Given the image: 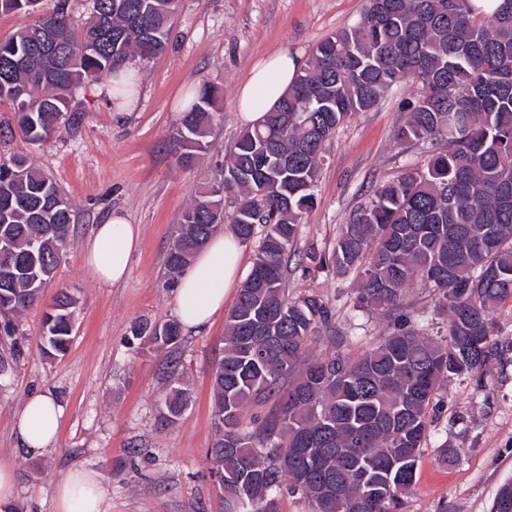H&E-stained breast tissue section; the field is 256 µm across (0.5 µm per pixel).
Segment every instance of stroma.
<instances>
[{"instance_id":"stroma-1","label":"stroma","mask_w":512,"mask_h":512,"mask_svg":"<svg viewBox=\"0 0 512 512\" xmlns=\"http://www.w3.org/2000/svg\"><path fill=\"white\" fill-rule=\"evenodd\" d=\"M364 7L365 0H178L166 50L134 61L140 80L133 111L113 112L112 83L103 79L74 92L70 105L83 115L76 132L39 145L17 135L0 140V160L27 157L75 215L71 245L41 305L19 314L15 339L0 340V356L9 361L0 373V457L17 461L12 512H54L53 490L76 468L98 472L106 512H225L207 459L214 438L211 376L224 346V314L203 331H183L173 353L136 340L131 327L176 318L165 258L184 209L224 176V158L243 129L236 93L249 64L277 52L308 56ZM207 83L222 91V108L208 150L184 166L174 146L182 99ZM413 94L401 86L337 129L288 264L289 294L320 295L355 355L390 332L393 319L357 308L353 283L315 267L310 257L332 252L341 225L379 180L426 164L430 144L395 138ZM117 209L139 225L141 242L128 278L103 287L85 269L82 253L95 225ZM63 289L79 301L70 344L65 353L47 356L38 348L44 313ZM405 303L426 336L446 340L448 315L433 289L414 282ZM497 322L499 360L481 381H448L429 415L408 512H490L499 488L512 482L511 306L498 310ZM173 362L191 401L171 423L164 395ZM38 390L49 391L67 413L56 442L31 456L18 451L13 422Z\"/></svg>"}]
</instances>
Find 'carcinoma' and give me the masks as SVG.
I'll return each instance as SVG.
<instances>
[{"instance_id":"carcinoma-1","label":"carcinoma","mask_w":512,"mask_h":512,"mask_svg":"<svg viewBox=\"0 0 512 512\" xmlns=\"http://www.w3.org/2000/svg\"><path fill=\"white\" fill-rule=\"evenodd\" d=\"M472 0H366L359 19L321 39L288 91L260 124L243 130L224 161V179L183 211L166 257L177 280L219 225L248 244L259 226L251 273L224 322L212 373L211 473L225 512H277L283 486L312 512H407L427 439L429 408L444 382L481 379L499 358L496 312L512 304V11ZM176 0H93L82 27L70 0L0 40V103L33 145L71 129L82 84L112 78L132 58L162 53ZM416 96L395 137L438 144L426 166L382 179L341 226L328 262L355 282L357 307L394 315V329L353 357L346 333L321 296L293 297L288 259L311 208L337 127L376 107L399 84ZM220 90L203 85L176 141L191 163L207 141ZM236 198L230 217L224 197ZM73 209L27 158L0 164V317L39 303L70 244ZM420 280L439 292L448 340L426 337L402 311ZM77 299L61 290L45 313L43 340L66 350ZM132 335L160 348L181 339L176 322L137 323ZM322 342L328 350L312 351ZM190 400L169 380V420ZM272 401L249 427L244 410ZM493 512H512V483Z\"/></svg>"}]
</instances>
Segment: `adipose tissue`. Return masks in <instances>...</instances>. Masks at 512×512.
Instances as JSON below:
<instances>
[{"label": "adipose tissue", "instance_id": "ef3b65f1", "mask_svg": "<svg viewBox=\"0 0 512 512\" xmlns=\"http://www.w3.org/2000/svg\"><path fill=\"white\" fill-rule=\"evenodd\" d=\"M302 57L279 52L263 57L249 69L237 91V107L244 125L258 124L267 109L288 90ZM140 241V227L121 212L96 225L83 251V264L103 286L126 280ZM245 260L244 246L233 231L214 235L199 251L179 280L174 306L186 329L197 332L210 325L232 294ZM66 407L50 393H31L15 422L20 448L36 454L55 441ZM56 512H103L106 489L98 473L77 469L53 491Z\"/></svg>", "mask_w": 512, "mask_h": 512}]
</instances>
